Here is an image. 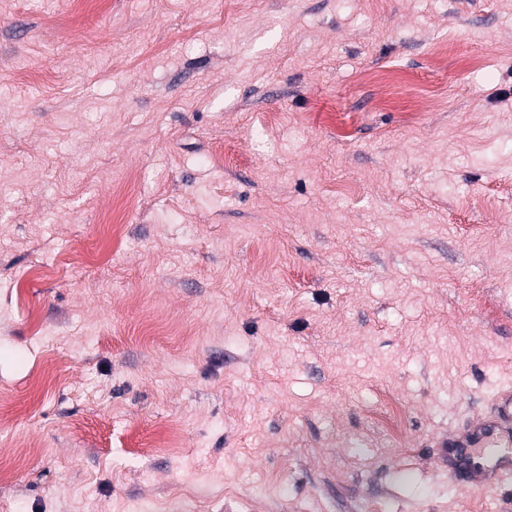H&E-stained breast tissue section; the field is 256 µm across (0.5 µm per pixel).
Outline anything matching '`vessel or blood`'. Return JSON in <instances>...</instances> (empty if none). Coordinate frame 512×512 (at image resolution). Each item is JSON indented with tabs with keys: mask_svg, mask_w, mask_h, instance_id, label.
I'll return each instance as SVG.
<instances>
[{
	"mask_svg": "<svg viewBox=\"0 0 512 512\" xmlns=\"http://www.w3.org/2000/svg\"><path fill=\"white\" fill-rule=\"evenodd\" d=\"M451 477L476 487L512 483V390L501 391L488 415L450 435L440 458Z\"/></svg>",
	"mask_w": 512,
	"mask_h": 512,
	"instance_id": "vessel-or-blood-1",
	"label": "vessel or blood"
}]
</instances>
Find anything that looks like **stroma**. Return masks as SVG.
<instances>
[{
    "mask_svg": "<svg viewBox=\"0 0 512 512\" xmlns=\"http://www.w3.org/2000/svg\"><path fill=\"white\" fill-rule=\"evenodd\" d=\"M506 385L512 0H0V512H512ZM440 463L448 476L476 487H501L512 480V390L495 398L488 415L474 419L448 436ZM487 448H502L492 454Z\"/></svg>",
    "mask_w": 512,
    "mask_h": 512,
    "instance_id": "obj_1",
    "label": "stroma"
}]
</instances>
